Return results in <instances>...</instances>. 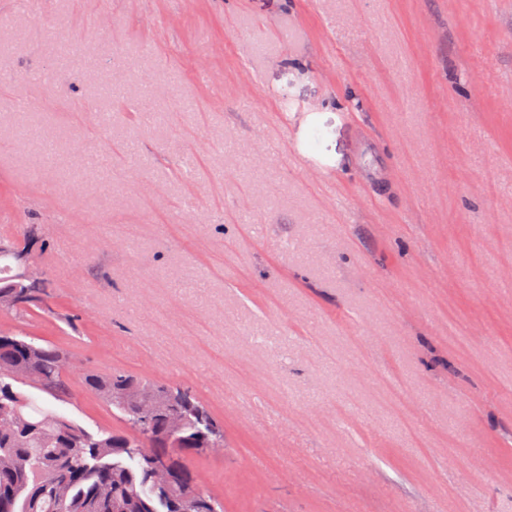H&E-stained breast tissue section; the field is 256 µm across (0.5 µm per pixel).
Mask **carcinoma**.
Wrapping results in <instances>:
<instances>
[{
	"label": "carcinoma",
	"instance_id": "cac0c4a2",
	"mask_svg": "<svg viewBox=\"0 0 512 512\" xmlns=\"http://www.w3.org/2000/svg\"><path fill=\"white\" fill-rule=\"evenodd\" d=\"M19 281L14 252L0 251V291L11 285L26 300L16 312L38 311L77 327L74 316L44 303L55 295L54 281L44 288L14 287ZM74 370L62 346L0 331V512H179L187 498L193 512H223L184 464L224 442V427L192 389L117 369H83L76 382ZM77 387L112 407L123 429L90 431L49 403L70 401ZM174 415L182 426L170 437ZM146 448L153 453L146 455ZM155 461L173 462L179 481L156 489L149 477Z\"/></svg>",
	"mask_w": 512,
	"mask_h": 512
}]
</instances>
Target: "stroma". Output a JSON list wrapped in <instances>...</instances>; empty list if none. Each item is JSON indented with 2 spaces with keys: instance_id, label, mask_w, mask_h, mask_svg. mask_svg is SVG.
<instances>
[{
  "instance_id": "1",
  "label": "stroma",
  "mask_w": 512,
  "mask_h": 512,
  "mask_svg": "<svg viewBox=\"0 0 512 512\" xmlns=\"http://www.w3.org/2000/svg\"><path fill=\"white\" fill-rule=\"evenodd\" d=\"M34 224L83 322L0 329L193 387L224 512H512V0H0Z\"/></svg>"
}]
</instances>
